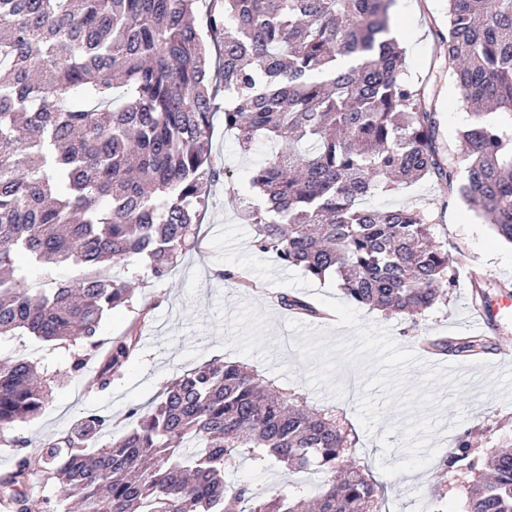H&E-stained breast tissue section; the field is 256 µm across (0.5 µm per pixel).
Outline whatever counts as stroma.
Returning a JSON list of instances; mask_svg holds the SVG:
<instances>
[{"label":"stroma","instance_id":"35a3bbf8","mask_svg":"<svg viewBox=\"0 0 512 512\" xmlns=\"http://www.w3.org/2000/svg\"><path fill=\"white\" fill-rule=\"evenodd\" d=\"M443 8V0H395L392 16L402 38L407 78L428 90L436 85L441 88L434 100L439 141L442 147L453 149L467 114L448 85L438 37ZM211 142L213 158L226 172L221 183L212 186L203 210L200 249L182 259L175 272L162 281L153 279L144 264H137L128 272L135 289L132 306L113 309L101 322L100 336L107 340L137 326L142 329L134 356L110 390L99 391L92 381L95 357L87 358L81 373L71 374V346L27 334L0 340V362L24 356L54 381L45 410L18 426L16 436H60L92 408L109 417L114 435H121L129 425L128 411L148 406L177 374L215 358L239 361L253 366L264 379L276 380L278 386L302 395L310 406L335 407L338 417L346 421L358 440L351 450L354 460L365 465L384 488L387 512H460L466 497L464 472H443L433 462L422 470L397 476L385 475L380 469L381 464L405 460V453L396 449L383 454L379 438L384 435L389 443H399L400 435L389 436L385 430L410 420L411 412L389 408L374 430L366 431L357 416L359 392L354 388L362 377L348 365L337 375L345 390L343 397H334L323 386H308L309 366L297 352L298 335L290 331V323L298 321L313 330H327L333 340L351 338L353 331L335 321L297 316L281 308L275 296L280 292L296 293L313 302L321 295L339 300L343 294L335 280L311 279L300 268L284 266L273 254L255 249L254 228L241 222L237 203L225 194L224 187L231 184L240 194H247V171L263 159L264 152H241L233 137L225 134L220 113L213 120ZM369 204L378 209H428L434 219V239L465 257V268L457 272L446 301L424 314L388 315L360 307L363 322L387 329L402 348L416 350L423 339L457 335L468 321L471 308L467 270L484 276L491 298L499 293L498 283H512V245L500 240L481 217L459 201L444 196L437 184L423 180L376 195ZM229 267L247 270L254 287L241 288L220 279L219 271ZM146 305L151 308V318L144 325L140 311ZM496 360L493 352L473 357L472 368H464L460 395H453L449 385L437 386L438 400H459L458 406L447 403L443 411L452 430L438 431L431 437L438 457L450 455L454 438L462 435L470 444L469 461L484 464L500 437L512 431V392L507 389L506 378L494 371ZM459 413L464 416L460 422L455 419ZM236 476L272 494L293 485L311 497L318 493L324 479L317 472H287L273 462L259 467L248 459L242 460Z\"/></svg>","mask_w":512,"mask_h":512}]
</instances>
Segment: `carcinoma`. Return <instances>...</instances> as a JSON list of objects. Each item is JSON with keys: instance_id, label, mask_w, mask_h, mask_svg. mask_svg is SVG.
Masks as SVG:
<instances>
[{"instance_id": "obj_1", "label": "carcinoma", "mask_w": 512, "mask_h": 512, "mask_svg": "<svg viewBox=\"0 0 512 512\" xmlns=\"http://www.w3.org/2000/svg\"><path fill=\"white\" fill-rule=\"evenodd\" d=\"M196 0H0V338L99 348L105 313L132 301L114 275L130 259L170 276L199 244L215 101L244 153L270 146L239 214L254 246L344 296L390 315L431 308L462 254L432 240L430 213L374 209L367 198L429 180L512 243V0H448L441 36L448 83L469 122L443 151L438 112L403 76L390 35L394 0H211L210 62ZM466 167L460 168V161ZM219 276L254 287L248 273ZM296 314L325 313L276 295ZM108 342L106 390L139 342ZM437 354L485 352L477 336L427 340ZM50 384L23 357L0 363V441L21 448L0 500L31 512L36 471L60 483L47 512H383L380 487L349 458L332 408L263 381L237 362L183 373L136 426L87 453L107 417L84 413L66 434L6 438L46 407ZM460 438L441 467L467 459ZM330 475L307 500L234 478L240 460ZM463 512H512V444L473 472Z\"/></svg>"}]
</instances>
